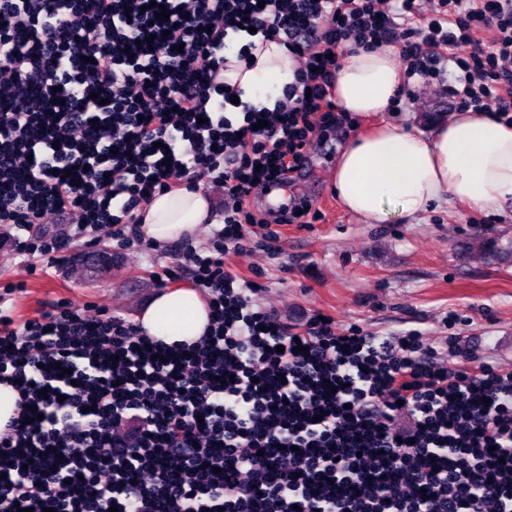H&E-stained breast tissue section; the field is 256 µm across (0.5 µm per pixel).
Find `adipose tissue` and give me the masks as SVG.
I'll return each instance as SVG.
<instances>
[{"instance_id":"adipose-tissue-1","label":"adipose tissue","mask_w":512,"mask_h":512,"mask_svg":"<svg viewBox=\"0 0 512 512\" xmlns=\"http://www.w3.org/2000/svg\"><path fill=\"white\" fill-rule=\"evenodd\" d=\"M253 55V65L234 63L224 81L241 89L242 101L274 108L280 90L293 83L297 62L273 40ZM400 85L396 49L382 44L348 54L335 74L334 94L342 111L363 115L387 111ZM332 186L346 209L378 224L419 215L444 193L480 208L512 203V126L463 110L426 138L384 122L347 142ZM210 209L202 192L162 193L147 205L142 229L158 243L191 237ZM209 319L193 288L156 294L139 316L148 335L168 345L196 342Z\"/></svg>"}]
</instances>
